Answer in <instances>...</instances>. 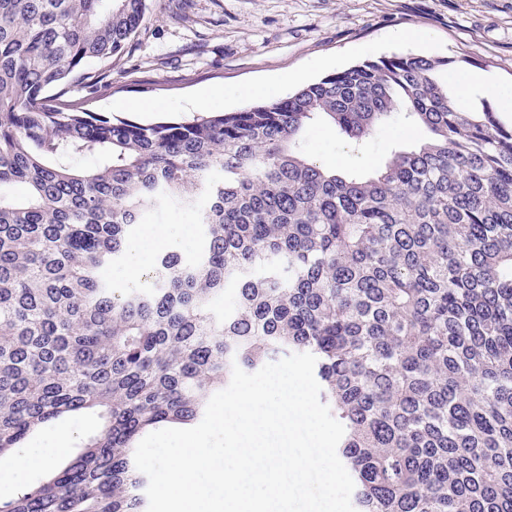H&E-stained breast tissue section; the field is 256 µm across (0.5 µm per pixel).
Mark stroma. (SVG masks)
Instances as JSON below:
<instances>
[{
	"instance_id": "1",
	"label": "stroma",
	"mask_w": 512,
	"mask_h": 512,
	"mask_svg": "<svg viewBox=\"0 0 512 512\" xmlns=\"http://www.w3.org/2000/svg\"><path fill=\"white\" fill-rule=\"evenodd\" d=\"M417 30L421 41L402 35ZM449 59L439 78L463 110L499 100L457 89L482 73L512 98V0H148L147 19L112 67V87L69 97L141 124L235 112L300 84L394 54ZM421 133L395 122L357 144L324 124L304 134L307 154L339 171L369 172Z\"/></svg>"
}]
</instances>
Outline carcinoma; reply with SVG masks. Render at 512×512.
Segmentation results:
<instances>
[{"label": "carcinoma", "mask_w": 512, "mask_h": 512, "mask_svg": "<svg viewBox=\"0 0 512 512\" xmlns=\"http://www.w3.org/2000/svg\"><path fill=\"white\" fill-rule=\"evenodd\" d=\"M146 13L0 0V461L62 417L98 420L0 512H147L138 440L203 417L233 365L303 352L356 512H512V126L461 110L435 77L448 61L414 54L184 122L65 99L112 84ZM397 114L428 137L369 174L305 152L313 123L362 143ZM172 209L201 250L115 287L139 225Z\"/></svg>", "instance_id": "carcinoma-1"}]
</instances>
